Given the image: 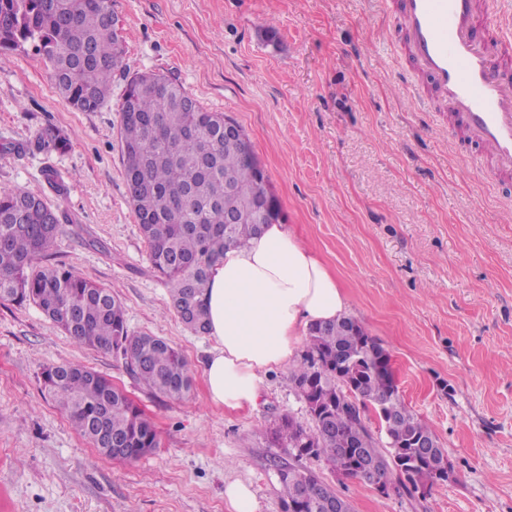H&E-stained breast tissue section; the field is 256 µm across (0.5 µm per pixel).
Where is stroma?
<instances>
[{"instance_id": "1", "label": "stroma", "mask_w": 512, "mask_h": 512, "mask_svg": "<svg viewBox=\"0 0 512 512\" xmlns=\"http://www.w3.org/2000/svg\"><path fill=\"white\" fill-rule=\"evenodd\" d=\"M125 54L107 104L61 99L33 44L0 53V186L40 195L67 220L52 263L111 288L133 333L185 356L193 390L151 394L121 357L77 345L32 305L0 302V512H233L232 481L257 512H281L269 431L310 427L289 368L263 374L258 404H212L203 362L214 342L188 331L147 257L128 203L119 107L128 80L175 78L250 138L281 220L337 277L348 314L388 351L408 406L457 478L427 498L383 496L301 468L353 512H512V201L429 89L399 77L398 35L382 0H114ZM69 140L32 151L46 126ZM62 183L53 189L47 170ZM110 378L151 418L158 448L101 457L45 391L49 364ZM224 499L233 512H256V503L251 489L245 483L234 481L224 487Z\"/></svg>"}]
</instances>
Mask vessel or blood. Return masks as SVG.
Wrapping results in <instances>:
<instances>
[{
  "mask_svg": "<svg viewBox=\"0 0 512 512\" xmlns=\"http://www.w3.org/2000/svg\"><path fill=\"white\" fill-rule=\"evenodd\" d=\"M480 0H398L396 27L413 74L428 84L495 170L512 172V67L500 54L512 45V13L491 44Z\"/></svg>",
  "mask_w": 512,
  "mask_h": 512,
  "instance_id": "1",
  "label": "vessel or blood"
}]
</instances>
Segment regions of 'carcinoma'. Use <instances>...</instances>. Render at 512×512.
Returning a JSON list of instances; mask_svg holds the SVG:
<instances>
[{"mask_svg":"<svg viewBox=\"0 0 512 512\" xmlns=\"http://www.w3.org/2000/svg\"><path fill=\"white\" fill-rule=\"evenodd\" d=\"M38 42L57 94L72 108L95 112L108 98L124 54L112 0H0V51ZM120 140L129 203L148 249L151 268L165 278L175 315L196 335L208 334L205 294L212 267L230 246L245 247L263 228L256 220L279 206L257 158L246 157L224 135V114L205 109L181 84L155 73L132 78L120 113ZM68 139L46 128L33 143L39 153L63 152ZM55 209L42 197L0 187V300L33 304L75 343L125 360L155 394L183 399L193 379L183 354L160 336L129 332L112 289L69 269L39 265L61 232ZM389 353L354 318L309 328L306 350L291 369L308 403L312 427L283 417L273 439L288 456L323 460L345 478L360 479L342 452L368 449L414 495L439 483L443 448L407 406L389 367ZM45 389L77 433L113 461L140 459L158 447L152 420L109 379L75 363L48 365ZM374 412L378 432L366 424ZM427 442L434 448H420ZM281 512H321L338 498L315 473L275 463Z\"/></svg>","mask_w":512,"mask_h":512,"instance_id":"obj_1","label":"carcinoma"}]
</instances>
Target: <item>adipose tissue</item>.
Wrapping results in <instances>:
<instances>
[{
	"instance_id": "ef3b65f1",
	"label": "adipose tissue",
	"mask_w": 512,
	"mask_h": 512,
	"mask_svg": "<svg viewBox=\"0 0 512 512\" xmlns=\"http://www.w3.org/2000/svg\"><path fill=\"white\" fill-rule=\"evenodd\" d=\"M205 304L215 346L206 395L229 409L255 406L260 375L291 363L310 326L346 313L337 278L284 225L268 224L211 270Z\"/></svg>"
}]
</instances>
